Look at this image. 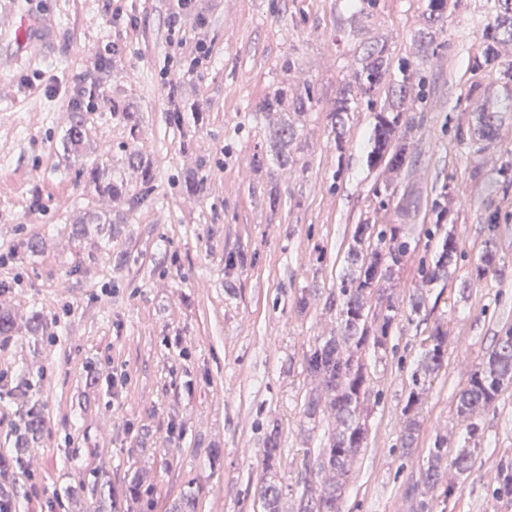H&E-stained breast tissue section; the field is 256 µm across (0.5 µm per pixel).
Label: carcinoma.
<instances>
[{"instance_id":"carcinoma-1","label":"carcinoma","mask_w":512,"mask_h":512,"mask_svg":"<svg viewBox=\"0 0 512 512\" xmlns=\"http://www.w3.org/2000/svg\"><path fill=\"white\" fill-rule=\"evenodd\" d=\"M447 8V0H427L431 25H437ZM483 37L486 54L491 57L497 53L498 45L512 42V0H498V10L487 22ZM389 68L385 45L376 44L367 49L355 83L341 89L336 108L330 113L331 128L336 138H342L350 104L364 97L367 103H373L370 95L385 81ZM400 74L401 79L395 84L393 92L397 101L378 115L370 156V161L384 159L388 166L395 169L402 167L406 161V142L397 135V129L401 119V103L409 95L413 79V73L407 67L400 68ZM287 99L288 90L277 88L263 100L261 108L276 110ZM73 112V122L60 140V148L65 153L81 146L91 133V124L83 112V101L79 96L73 102ZM498 121V113H482L480 133L483 139L494 135ZM270 139L280 144L282 157L286 159L288 147L296 140V132L288 125L283 126L270 133ZM88 180L100 193L129 198L133 208L142 200L139 194L130 192L123 183L105 176L99 168L88 172ZM112 230V219L97 213L88 215L73 227V233L77 236L84 238L94 234L109 247L112 246ZM407 250V241L393 227L378 229L374 224H359L354 230L353 244L348 252L350 270L340 276L337 292L329 296V309L336 310L337 319L340 320L339 332L334 336L316 338L304 355L305 369L316 382L305 400L304 418L307 423L315 424L326 414L333 419L334 427L314 461L306 463V471L314 474L315 479H307L303 483L296 512H341L352 464L367 445L369 434L364 411L372 397V390L364 356L370 350L377 354L387 348L397 307L386 284L391 280V267L402 260ZM458 252L457 242L453 237H447L432 266L426 269L424 281L431 283L448 276V269L457 259ZM447 343L448 333L436 327L426 338L417 367L411 375V387L404 408L408 420L401 435V449L406 455L413 453L416 448L420 430L416 410L427 391L426 383L444 364ZM510 387L511 327L498 337L493 349L469 374L458 394L456 412L468 420L465 433L470 447L461 449L450 460L444 440L435 439L433 448L428 451L424 469L426 487L432 490L442 488L441 496L446 499L452 496L453 484L444 483L448 468H454L459 475L468 473L481 445L479 425L471 418L495 406L500 395ZM44 427L40 410L31 407L23 420L22 429L15 435L14 450L9 454L0 453V478L22 463L23 448L28 439L41 437ZM280 457L279 428L275 425L263 448L265 478L260 495L264 512H282V489L272 480ZM492 497L512 504L511 456L502 457L498 463ZM405 501L408 512H432V505L415 484L406 489Z\"/></svg>"}]
</instances>
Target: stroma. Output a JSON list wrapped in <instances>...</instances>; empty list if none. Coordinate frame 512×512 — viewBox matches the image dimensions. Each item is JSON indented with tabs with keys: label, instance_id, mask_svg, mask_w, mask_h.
<instances>
[{
	"label": "stroma",
	"instance_id": "1",
	"mask_svg": "<svg viewBox=\"0 0 512 512\" xmlns=\"http://www.w3.org/2000/svg\"><path fill=\"white\" fill-rule=\"evenodd\" d=\"M494 0H448L432 44L426 0H0V309L16 319L0 336V453L32 404L46 429L23 463L0 480L12 512H91L111 483L117 512H168L188 490L198 512H263L262 449L279 427L276 480L284 512H296L306 453L333 428H309L303 402L314 386L304 354L339 329L326 301L346 266L359 224H390L410 243L389 283L398 314L385 353L369 356L367 446L357 456L342 512H406V486L421 480L435 437L456 454L465 424L456 401L470 371L512 327V44L485 59L483 30ZM180 14L183 51L170 54ZM54 31L39 59L17 58L15 21ZM392 66L409 64L413 93L398 133L405 165L371 164L376 116L354 101L343 140L330 114L354 82L370 44ZM208 65L191 69L198 45ZM111 56L108 78L100 57ZM311 89L305 110H259L278 86ZM95 131L71 156L58 141L76 89ZM183 121L169 123L172 99ZM500 113L495 135L477 139L478 114ZM133 111L137 129L118 114ZM292 123L287 162L269 133ZM149 160L153 179L124 153ZM142 194L143 203L98 194L91 168ZM200 180L186 183L189 174ZM89 211L110 214L111 246L72 232ZM499 226L496 259L474 267L488 222ZM461 255L448 277L424 283L421 267L447 236ZM32 238L38 252L22 251ZM244 266L227 269L228 255ZM422 291L420 314L409 311ZM307 296L306 311L297 301ZM48 332L27 335L32 312ZM448 332L445 363L419 410L418 447L400 438L410 377L436 327ZM481 450L454 477L436 512H512L492 498L501 457L512 456V389L478 417ZM137 482L147 499L125 497Z\"/></svg>",
	"mask_w": 512,
	"mask_h": 512
}]
</instances>
